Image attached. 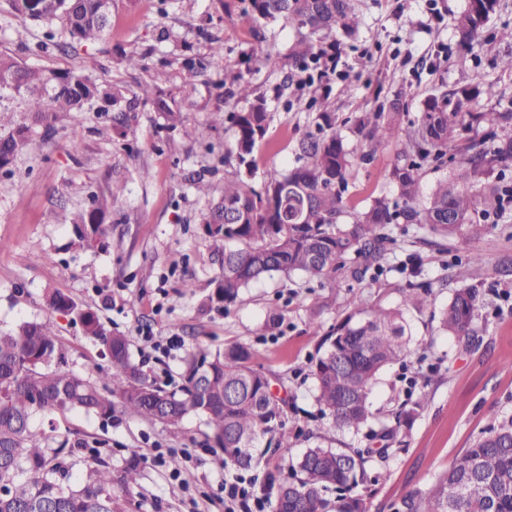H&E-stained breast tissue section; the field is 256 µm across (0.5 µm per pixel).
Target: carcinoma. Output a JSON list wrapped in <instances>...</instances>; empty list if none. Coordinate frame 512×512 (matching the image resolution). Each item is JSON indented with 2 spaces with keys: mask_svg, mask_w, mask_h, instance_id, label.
Wrapping results in <instances>:
<instances>
[{
  "mask_svg": "<svg viewBox=\"0 0 512 512\" xmlns=\"http://www.w3.org/2000/svg\"><path fill=\"white\" fill-rule=\"evenodd\" d=\"M12 8L50 25L62 20L71 40L89 44L101 39L106 24L100 0H11ZM359 0H250L253 15L265 22L282 21L296 30L288 59L301 70L340 48V36L360 25ZM498 0H468L455 19L458 43L474 48ZM234 94L250 101L241 112L220 113L234 138L226 162H235L224 178L222 194L209 201L200 223L219 265L211 299L235 304L250 284L275 274L299 275L309 282L336 285L375 280L388 246L390 225L416 224L442 239L484 236L480 222L488 210H500L512 191L485 182L497 165L512 161V109L477 110L478 98L497 95L494 86L457 91L437 90L422 101L415 120L403 124L407 109L400 99L355 117L354 136L335 129L326 100L299 98L295 108L319 106L318 132L298 142L296 164L273 174L257 189L250 182L255 149L270 121L267 101L254 95L244 72L229 75ZM27 98L32 123L53 129L59 112H86L101 98L112 103L116 133L125 138L130 113L139 99L127 90L104 85L79 72L56 73L23 65L0 54V92ZM166 129L182 125V113L167 100H152ZM487 128L479 142L460 146L461 160L451 177L438 179L422 197L424 174L444 167L448 146L474 126ZM30 127L18 124L0 135V169L23 147ZM396 140L401 149L390 171L391 191L370 196L360 210H348L345 195L359 164L370 161L377 147ZM124 187L94 192L90 204L73 223L103 230L105 216L123 204ZM395 307L371 305L357 298L354 311L320 336L321 356L313 361L314 398L336 429L358 431L370 425V395L379 373L414 351L406 314L429 302V286L400 289ZM54 309L68 310L88 336L100 340L109 368L89 380L67 368L66 355L53 326L23 321L0 332V512H127L142 477L137 450L117 470L101 458L74 479L68 459L87 447L64 439L53 446L32 427L35 414L82 412L110 420L115 412L178 427L187 417L204 418L210 447L224 454V463L249 469L286 437L285 401L271 391V377L252 364L250 345L234 342L211 352L199 347L183 360V384L167 390L152 381L132 355L127 336L105 329L96 314L69 297L47 296ZM480 308L477 289L460 288L439 312L440 329L473 344ZM364 453L341 451L320 443L309 446L293 466L294 475L277 483L274 512H369L359 487L369 477ZM464 484L460 500L451 488ZM404 512H512V416L495 419L463 454L426 490H416L402 503Z\"/></svg>",
  "mask_w": 512,
  "mask_h": 512,
  "instance_id": "cac0c4a2",
  "label": "carcinoma"
}]
</instances>
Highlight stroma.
Instances as JSON below:
<instances>
[{
	"label": "stroma",
	"mask_w": 512,
	"mask_h": 512,
	"mask_svg": "<svg viewBox=\"0 0 512 512\" xmlns=\"http://www.w3.org/2000/svg\"><path fill=\"white\" fill-rule=\"evenodd\" d=\"M467 0H360L357 35L343 38L335 70L301 72L289 66L269 70L250 59L251 48L287 53L294 29L268 25L247 12L245 0H112L111 25L96 43L66 47L62 23H55L62 49L35 52L49 28L15 12L0 0V53L29 65L56 71H84L105 85L118 84L139 95L132 131L118 141L108 112H65L52 135L35 131L29 144L0 176V329L20 321L53 323L74 372L98 378L107 367L102 347L86 336L72 314L46 306L59 292L96 312L106 328L131 340L132 353L149 376L167 388L181 383L182 361L195 346L212 350L230 342L249 343L253 361L268 372L277 396L288 401V444L272 449L255 473L288 477L302 452L320 441L332 448H367L369 475L378 476L370 512H396L411 491L428 489L439 473L462 454L495 417L512 415V275L496 272L512 258V204L505 215L489 216L490 229L477 240L461 237L424 243L415 225L393 227L396 245L377 280L352 287H330L301 278H264L246 289L231 307L209 302L210 281L218 271L200 224L207 199L193 179L221 191L231 171L224 152L232 143L230 124L211 125V113L241 111L245 101L229 96L224 75L250 71L255 94L264 95L272 114L259 144L254 187L273 173L290 168L298 140L316 129L315 112H298L288 103L297 94L324 98L336 120L388 104L403 96L408 118H415L432 90L453 91L494 85L492 99L479 110L499 109L512 99V72L500 66L512 55V42L494 38L493 30L512 23V0L499 6L480 39L469 50L456 42L454 21ZM224 45L221 61H210L213 41ZM140 58L130 68L124 59ZM206 61L197 77H188L186 59ZM174 97L184 126L166 130L150 103L153 96ZM350 135V126L341 128ZM398 142L381 145L373 159L359 165L346 195L347 206L361 209L370 195L388 190L387 174ZM126 185L123 206L110 213L106 234H79L72 219L87 205L90 192ZM476 253L482 263L468 282L479 288L483 305L476 326L479 341L467 348L439 329V312L461 283L457 261ZM422 259V272L405 269L409 255ZM193 290H185V280ZM429 285L430 302L410 312L418 351L387 367L371 397L376 421L427 395L424 411L401 426L390 441L388 459L382 442L366 431L330 427L314 399L310 361L317 321L330 330L349 314L357 298L397 305L410 281ZM279 308V327L263 334L270 308ZM37 432H56L99 442L113 467H121L127 449L144 456L142 478L128 512H224L204 494L224 478L221 451L208 448L206 425L188 417L178 431L146 420L112 421L82 413L40 416ZM193 449L192 458L161 464L149 461L154 444Z\"/></svg>",
	"instance_id": "stroma-1"
}]
</instances>
